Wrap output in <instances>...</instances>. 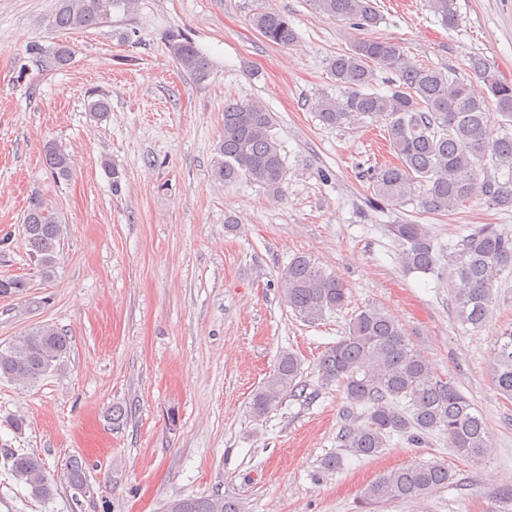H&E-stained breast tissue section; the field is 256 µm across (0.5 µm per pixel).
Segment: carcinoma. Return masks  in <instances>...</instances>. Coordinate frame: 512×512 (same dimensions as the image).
<instances>
[{
  "label": "carcinoma",
  "mask_w": 512,
  "mask_h": 512,
  "mask_svg": "<svg viewBox=\"0 0 512 512\" xmlns=\"http://www.w3.org/2000/svg\"><path fill=\"white\" fill-rule=\"evenodd\" d=\"M308 2L316 14L347 21L358 29H371L381 22L373 0ZM136 4L137 0H58L51 26L62 32L98 28L112 19V11L130 13ZM427 6L445 28L458 26L454 0H427ZM250 23L274 45L290 46L297 39L288 19L273 9H255ZM168 44L173 61L183 71L198 79L208 76L209 59L189 36L172 33ZM329 70L342 93L317 101L322 123L340 127L368 118L385 127L396 162L371 174L375 198L405 202L420 184L424 187L420 205L429 211L450 212L475 196L498 209H512V81L501 78L487 60L475 57L471 61L473 74L483 84L480 91L427 64L411 61L399 44L379 38L354 39L347 52L329 61ZM381 74L388 79L385 93L375 88ZM491 104L494 114L489 112ZM87 109L91 117L102 121L111 112V102L100 95L88 101ZM274 128L273 114L258 100L224 104V132L212 178L223 184L253 181L273 197H282L287 171ZM43 155L51 175L70 177L72 158L64 146L48 141ZM24 226L29 255L41 278L53 280L62 236L58 216L36 196L29 201ZM391 234L402 245L399 259L406 271L439 274V258L427 225L393 224ZM448 270L458 320L481 327L492 312L494 289L501 276L512 273V237L490 226L474 230L448 256ZM281 287L288 307L310 323L347 302L342 281L316 268L305 256L293 258L283 270ZM2 288L25 297L29 283L20 277L4 278L0 279ZM69 353V338L58 328L50 324L28 328L0 348V377L33 388L61 370ZM317 368L322 384H338L350 403L352 422L338 440L356 456L376 455L396 435L418 442L435 431L447 435L449 447L470 459H481L492 446L493 437L474 404L456 386L434 377L426 358L379 306L361 309L348 334L324 351ZM494 373L501 395L511 400L512 328L497 338ZM307 389L301 363L294 354L284 352L254 393L251 413L261 418L284 397H301ZM10 461L14 475L32 496L47 499L54 495L57 484L39 455L12 453ZM64 479L70 487L83 489L85 464L70 460ZM451 480L446 465L415 461L380 475L365 489L364 499L368 504L419 503ZM165 512H243V505L220 495L187 496L169 501Z\"/></svg>",
  "instance_id": "obj_1"
}]
</instances>
